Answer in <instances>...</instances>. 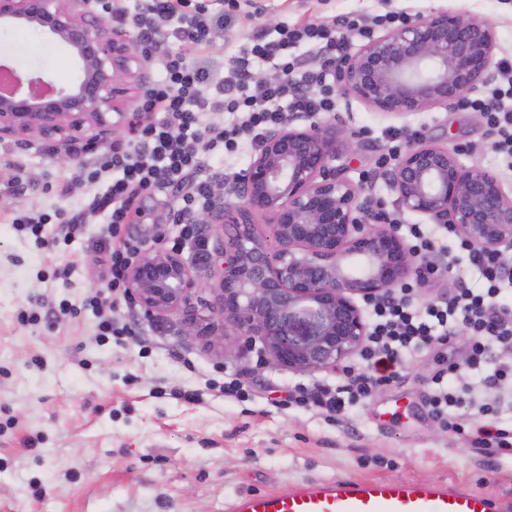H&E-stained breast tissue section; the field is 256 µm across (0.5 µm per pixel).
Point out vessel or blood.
<instances>
[{
  "label": "vessel or blood",
  "mask_w": 512,
  "mask_h": 512,
  "mask_svg": "<svg viewBox=\"0 0 512 512\" xmlns=\"http://www.w3.org/2000/svg\"><path fill=\"white\" fill-rule=\"evenodd\" d=\"M498 497L425 481L337 479L238 498L232 512H503Z\"/></svg>",
  "instance_id": "1"
}]
</instances>
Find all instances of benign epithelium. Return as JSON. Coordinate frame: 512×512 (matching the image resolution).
<instances>
[{"label": "benign epithelium", "instance_id": "7a95c632", "mask_svg": "<svg viewBox=\"0 0 512 512\" xmlns=\"http://www.w3.org/2000/svg\"><path fill=\"white\" fill-rule=\"evenodd\" d=\"M34 28L67 50L75 80L58 87L1 63L0 140L29 136L91 145L123 132L125 108L148 88L125 34L87 0H0V27ZM491 27L441 12L370 40L337 67L339 89L395 116L455 104L495 77ZM350 139L334 126L270 131L246 175L189 224L218 225L208 253L212 299L196 306L198 280L181 253L144 252L127 272L128 293L147 315L181 317L182 334L211 336L206 319L257 343L268 362L294 373L338 369L369 335L364 307L420 273L373 198L347 176ZM457 148L413 141L389 173L399 208L446 224L486 251L512 244V193L499 174L465 165ZM236 201H231V198ZM272 224V239L254 218Z\"/></svg>", "mask_w": 512, "mask_h": 512}]
</instances>
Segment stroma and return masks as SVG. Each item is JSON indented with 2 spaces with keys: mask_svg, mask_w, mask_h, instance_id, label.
I'll list each match as a JSON object with an SVG mask.
<instances>
[{
  "mask_svg": "<svg viewBox=\"0 0 512 512\" xmlns=\"http://www.w3.org/2000/svg\"><path fill=\"white\" fill-rule=\"evenodd\" d=\"M388 8L414 21L463 12L492 26L496 56L512 54V0H252L225 17L201 58L221 73L252 30ZM19 51L23 68L59 85L73 81L70 57L57 43L32 29L0 28V60ZM338 123L353 142L350 178L402 225L422 218L399 209L385 179L390 169L377 164L389 130L407 127L458 147L465 164L500 171L512 187V174L488 147L480 113L451 106L398 117L343 95L336 112L289 120L297 128ZM15 156L27 166L25 185L15 192L0 180V512H231L232 501L250 491L338 478L421 480L512 501V466L499 465L432 416L426 396L438 368L433 352L414 357L398 382L332 421L278 401L298 383L339 381L338 372L274 368L260 347L239 348L234 335L218 343L185 336L178 317L150 318L121 299L114 315L133 322L134 335L97 339L99 317L83 300L106 287V213L87 212L73 241L42 250L13 224L22 214L84 210L93 188L74 183L62 200L52 187L89 155L78 152L62 164L51 141L1 140L0 160ZM141 207L125 234L144 249L170 248L191 229L214 235L210 227L176 223L169 192ZM65 264L72 273L63 281L55 271ZM462 283L477 291L486 286L464 261L432 276L414 300L451 295ZM65 302L78 312L59 316L54 326L18 320L21 310L44 313ZM186 392L199 402H185Z\"/></svg>",
  "mask_w": 512,
  "mask_h": 512,
  "instance_id": "obj_1",
  "label": "stroma"
}]
</instances>
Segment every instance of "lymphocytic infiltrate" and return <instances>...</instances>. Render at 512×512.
Here are the masks:
<instances>
[{"mask_svg":"<svg viewBox=\"0 0 512 512\" xmlns=\"http://www.w3.org/2000/svg\"><path fill=\"white\" fill-rule=\"evenodd\" d=\"M174 18L184 44L176 52L164 47L166 24ZM407 20V14L390 11L363 21L284 25L272 40L256 31L231 56L228 76L219 78L199 60L212 44L215 27L205 0H143L132 23L145 49L159 53L164 77L141 96L133 139L111 142L99 170L81 175L93 185L100 171L116 174L92 199L94 209L106 212L107 233L116 242L106 272L109 288L125 287L127 270L139 256V247L122 232L136 223L143 197L170 190L185 213L209 204L211 183L201 175L206 153L218 148L229 156L256 151L289 114L335 111L336 66L349 52L347 32L368 39L375 26ZM300 44L307 45V52L289 55V48ZM259 60L277 62L279 78L258 83L254 64ZM497 71L494 84L464 94L458 106L484 116L493 135L490 147L512 172V56L500 58ZM211 112L226 113L228 119L221 125L208 122ZM458 249L485 279L483 291L463 286L446 299L423 305L413 304L406 293L374 303L362 362L347 368L348 384L340 391L319 386L312 398L298 396V403L310 400L333 414L358 406L392 384L399 367L422 349L446 346L463 329L470 338L469 353L463 362H442L432 377L428 402L443 428L456 432L462 394L479 393L472 404V442L497 455L499 462L512 461V430L500 425L503 410L512 411V303L501 297L502 283H512V265L502 253L488 254L465 241Z\"/></svg>","mask_w":512,"mask_h":512,"instance_id":"obj_1","label":"lymphocytic infiltrate"}]
</instances>
